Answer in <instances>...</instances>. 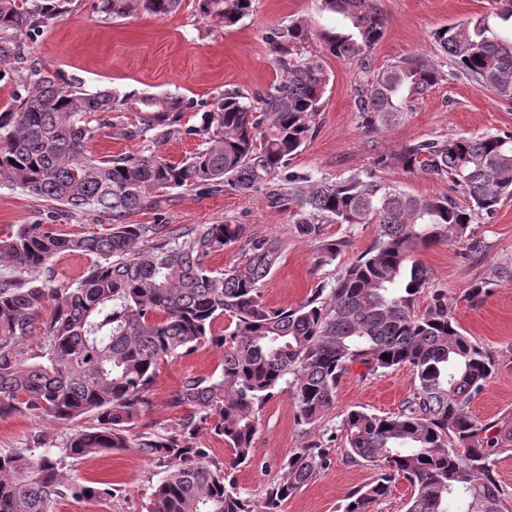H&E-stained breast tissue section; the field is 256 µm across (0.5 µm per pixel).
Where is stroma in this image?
<instances>
[{
	"instance_id": "35a3bbf8",
	"label": "stroma",
	"mask_w": 512,
	"mask_h": 512,
	"mask_svg": "<svg viewBox=\"0 0 512 512\" xmlns=\"http://www.w3.org/2000/svg\"><path fill=\"white\" fill-rule=\"evenodd\" d=\"M378 5L386 29L371 52V66L376 70L402 57L431 53L436 29L492 14L495 9L494 0H378ZM99 7L100 0H67L47 26L24 37L28 56L89 92L107 88L119 97L153 93L192 100L193 108L181 116L186 128L198 125L202 112L215 108L224 91L236 89L250 95L278 79L268 42L271 31L302 19L311 37L310 50L322 52L319 33L344 24L341 17L323 12L320 0H253L250 14L231 26L201 16L195 0H183L176 13L163 19L141 13L105 20ZM323 64L329 83L317 131L291 159L290 170L340 180L373 166L378 155L416 140L512 130V104L467 79L451 78L414 103L400 123L368 132L356 106V63L324 54ZM379 176L416 197H441L450 192L447 181L420 174L385 168ZM131 221L164 222L175 228L244 224L254 236L279 241L280 262L262 288L263 301L271 307L296 305L315 288L333 283L377 236L373 224H325L319 239L300 237L291 212L272 207L263 188L213 194L175 189L167 194L160 212L138 213ZM35 223L54 224L67 232L86 228L79 216L56 204L0 185V237H8L18 225ZM471 236L478 241L479 251L468 259L454 245L416 252V260L431 275L429 289L417 302L426 307L433 289H447L463 333L488 347L498 362L496 373L472 401L471 413L479 421L497 420L512 427V283L493 280L498 268H512V198L492 218L473 225ZM331 240L343 241L344 246L335 260L322 261L320 245ZM484 281L492 282L490 293L470 298L471 288ZM222 364V352L209 347L162 364L142 423L170 431L178 428L187 411L172 405L171 399L183 378L210 375L221 370ZM414 388L408 368L374 376L354 368L343 377L332 407L311 428L298 424L289 392L279 393L263 410L252 462L233 473L238 491L259 499L266 487L280 479L282 461L308 441L317 440L329 448V464L288 499L282 512H340L349 494L374 476L373 469L348 462L341 451L344 415L352 409L378 415L396 412ZM90 422L86 415L58 425L32 412L0 418V451L32 447L37 438L45 447H59ZM70 475L82 484H112L114 493L106 499H60L53 512H147L152 488L162 478L155 463L134 448L81 460Z\"/></svg>"
}]
</instances>
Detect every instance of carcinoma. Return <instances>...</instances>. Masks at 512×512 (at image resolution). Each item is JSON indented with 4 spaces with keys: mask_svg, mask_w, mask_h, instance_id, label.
I'll return each instance as SVG.
<instances>
[{
    "mask_svg": "<svg viewBox=\"0 0 512 512\" xmlns=\"http://www.w3.org/2000/svg\"><path fill=\"white\" fill-rule=\"evenodd\" d=\"M181 3L102 0L101 12L107 19L141 12L164 18ZM196 4L201 15L233 25L249 14L252 0ZM321 5L350 25L320 40L367 74L357 99L367 130L401 120L446 80L423 55L371 71L370 52L385 31L376 0ZM59 8L56 0H0V30L15 32L0 41V73L26 70L31 81L26 95L0 112V184L91 216L99 229L68 233L52 224H20L0 238V418L33 411L65 425L90 414L95 423L54 450L0 451V512H51L67 496H110V487L72 482L69 467L131 447L163 469L148 512H280L325 467L328 449L308 442L284 461L282 478L262 500L241 495L231 470L251 462L263 408L284 385L297 422L311 427L356 365L366 375L407 365L415 389L396 413L352 409L344 416L345 458L376 474L348 496L342 512H367L397 481L410 488L406 512H512V494L494 471L495 457L512 451V429L478 421L470 411L497 361L460 331L446 290H435L418 311L430 274L414 259L418 249L441 244L477 252L471 224L512 197V130L404 144L340 181L296 173L289 161L314 136L329 82L321 57L306 54L301 20L268 37L279 84L251 99L226 92L200 125L186 129L181 114L193 107L190 101L86 92L36 66L20 35L42 27ZM432 39L455 75L512 103V35L495 32L490 17L442 27ZM116 111L134 115L118 134L140 140L143 151L90 154L87 142L115 127ZM184 133L201 137L202 149L178 162L159 154V145ZM382 167L446 179L469 203L410 196L378 180ZM261 186L272 204L292 210L301 237L314 239L321 224L331 223L375 224L377 238L332 285L295 307L272 308L261 286L279 264L277 240L256 237L244 224L171 229L128 222L157 209L174 189L246 193ZM231 245L244 260L212 267V255ZM65 252L92 262L79 281L64 285L52 262ZM225 317L229 326L215 330ZM34 336L38 342L26 349ZM202 345L222 352V369L183 379L172 396L173 405L189 409L180 427L168 433L140 424L160 366ZM139 426L143 431L130 441ZM205 426L230 450V464L197 446Z\"/></svg>",
    "mask_w": 512,
    "mask_h": 512,
    "instance_id": "carcinoma-1",
    "label": "carcinoma"
}]
</instances>
